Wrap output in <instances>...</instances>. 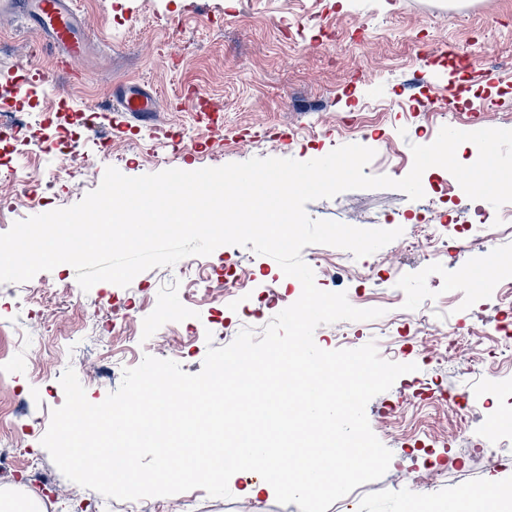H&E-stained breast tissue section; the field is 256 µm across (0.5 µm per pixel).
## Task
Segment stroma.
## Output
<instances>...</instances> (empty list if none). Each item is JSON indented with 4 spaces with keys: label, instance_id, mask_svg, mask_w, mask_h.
I'll list each match as a JSON object with an SVG mask.
<instances>
[{
    "label": "stroma",
    "instance_id": "stroma-1",
    "mask_svg": "<svg viewBox=\"0 0 512 512\" xmlns=\"http://www.w3.org/2000/svg\"><path fill=\"white\" fill-rule=\"evenodd\" d=\"M90 20L83 57L63 69L43 35L23 19L0 20V100L19 84L33 93L18 112L22 143L6 156L14 177L0 178V233L14 222L79 203L100 184L106 167L137 177L170 168L195 171L254 157L300 161L357 143L375 150L363 172L404 178L411 145L433 142L445 126L512 129V0H77ZM52 82L36 80L39 72ZM138 83L159 97L162 110L137 122L109 111L114 87ZM99 114L96 137L81 138L67 154L43 116L60 104ZM454 177L437 167L422 177L424 196L397 189L353 190L307 203L315 220L359 228H409L421 216L438 224L456 258L431 246L409 249L398 238L345 262L346 250L326 247L336 275L316 274L318 288L346 293L357 308L383 309L370 321L316 328L324 350L376 343L380 355L417 364L366 408L374 434L393 453L387 473L346 495L349 512H436L452 494L494 485L512 489V450L495 464L469 456L456 436L461 419L449 392L468 393L481 419L475 434L494 447L512 412V364L496 362L493 332L499 294L473 292L465 268L481 252L463 247L454 226L467 223L475 202L449 206L441 188ZM213 292L194 290L187 260L138 274L128 287L109 282L82 291L74 268L61 264L24 283L0 284V441L17 447L0 494L35 503L44 512H80L99 500L68 481L40 440L51 412L62 406L60 378L74 368L91 403L115 391L124 369L144 356L201 371L208 347L229 345L242 328L265 323L244 309L265 310L264 288L277 309L296 302L300 281L269 256L223 245L198 257ZM239 288L216 295L225 272ZM485 331L477 363L429 361L432 331ZM446 469L464 462L462 484H431L427 459ZM47 483L33 484L32 470ZM227 498L198 488L148 501L111 500L110 512H300L275 497Z\"/></svg>",
    "mask_w": 512,
    "mask_h": 512
}]
</instances>
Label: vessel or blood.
I'll use <instances>...</instances> for the list:
<instances>
[{
  "instance_id": "1",
  "label": "vessel or blood",
  "mask_w": 512,
  "mask_h": 512,
  "mask_svg": "<svg viewBox=\"0 0 512 512\" xmlns=\"http://www.w3.org/2000/svg\"><path fill=\"white\" fill-rule=\"evenodd\" d=\"M23 15L48 36L50 47L66 61L78 58L88 42L89 21L80 14L75 0H0V18ZM116 109L141 119L152 118L159 105L147 86L133 84L116 96Z\"/></svg>"
}]
</instances>
